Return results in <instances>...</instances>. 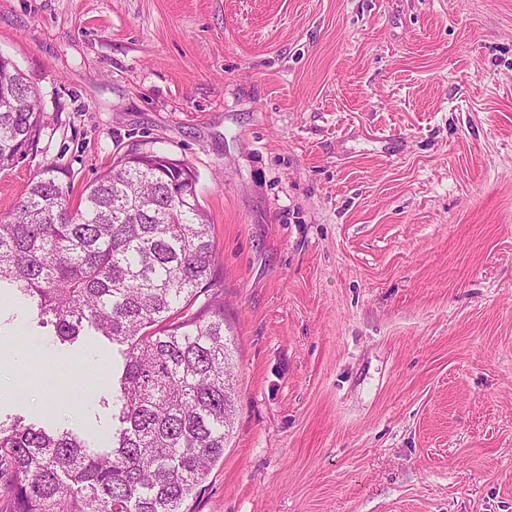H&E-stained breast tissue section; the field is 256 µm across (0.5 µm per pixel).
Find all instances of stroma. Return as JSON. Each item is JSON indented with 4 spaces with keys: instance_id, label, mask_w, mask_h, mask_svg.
<instances>
[{
    "instance_id": "obj_1",
    "label": "stroma",
    "mask_w": 512,
    "mask_h": 512,
    "mask_svg": "<svg viewBox=\"0 0 512 512\" xmlns=\"http://www.w3.org/2000/svg\"><path fill=\"white\" fill-rule=\"evenodd\" d=\"M0 55L51 117L0 216L47 165L197 173L237 399L185 512H512V0H0ZM0 345L1 424L109 446L111 340L0 288Z\"/></svg>"
}]
</instances>
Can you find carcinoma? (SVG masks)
Listing matches in <instances>:
<instances>
[{
  "instance_id": "obj_1",
  "label": "carcinoma",
  "mask_w": 512,
  "mask_h": 512,
  "mask_svg": "<svg viewBox=\"0 0 512 512\" xmlns=\"http://www.w3.org/2000/svg\"><path fill=\"white\" fill-rule=\"evenodd\" d=\"M1 69L0 169L34 148L47 121L16 65L7 76ZM62 174L39 170L0 219V283L60 341L92 330L121 346L112 447L89 451L67 431L0 423L8 512H184L224 457L235 400L196 172L158 152H130L75 203Z\"/></svg>"
}]
</instances>
